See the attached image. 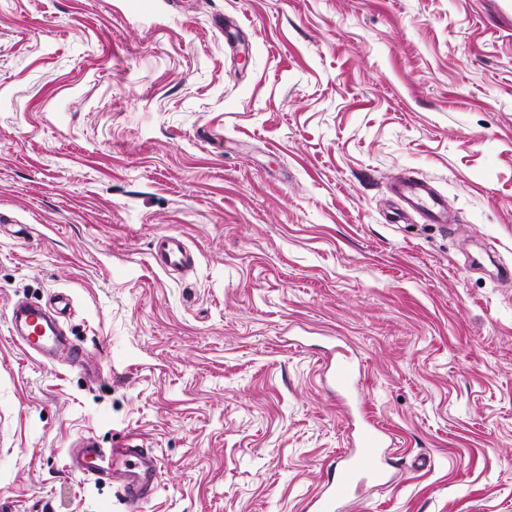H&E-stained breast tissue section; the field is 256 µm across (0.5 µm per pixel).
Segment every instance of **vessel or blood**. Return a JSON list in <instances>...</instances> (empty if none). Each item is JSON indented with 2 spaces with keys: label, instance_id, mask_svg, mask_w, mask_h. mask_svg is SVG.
Instances as JSON below:
<instances>
[{
  "label": "vessel or blood",
  "instance_id": "1",
  "mask_svg": "<svg viewBox=\"0 0 512 512\" xmlns=\"http://www.w3.org/2000/svg\"><path fill=\"white\" fill-rule=\"evenodd\" d=\"M393 190L406 208L420 214L425 223H449L447 207L428 182L411 178L398 180ZM153 258L166 269L182 270L191 264L185 243L176 235L157 239ZM11 323L20 329L21 341L27 349L41 355L58 352L70 361L83 362V355L59 331L42 306L14 302ZM359 378V371L344 363L336 364L331 372L333 384L344 392L355 387ZM388 438L385 428L369 416H362L352 448L340 458L325 486L311 500L312 512H339L341 505L349 497L358 495L367 483L387 481L384 450ZM151 458V453L134 439L121 448H102L93 438L84 436L69 452V468L72 474L116 486L129 512H138L159 481V470L151 466Z\"/></svg>",
  "mask_w": 512,
  "mask_h": 512
}]
</instances>
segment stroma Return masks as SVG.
<instances>
[{"mask_svg": "<svg viewBox=\"0 0 512 512\" xmlns=\"http://www.w3.org/2000/svg\"><path fill=\"white\" fill-rule=\"evenodd\" d=\"M400 176L457 223L396 220ZM508 269L490 0H0V512H127L88 433L153 452L140 512H307L362 405L394 479L343 512H512ZM60 293L79 366L11 332ZM154 261L163 268L182 270L191 265V257L183 240L176 235L163 236L153 245ZM359 378L360 370L357 371L354 367L344 363H337L331 372V381L343 392H348L355 387Z\"/></svg>", "mask_w": 512, "mask_h": 512, "instance_id": "1", "label": "stroma"}]
</instances>
